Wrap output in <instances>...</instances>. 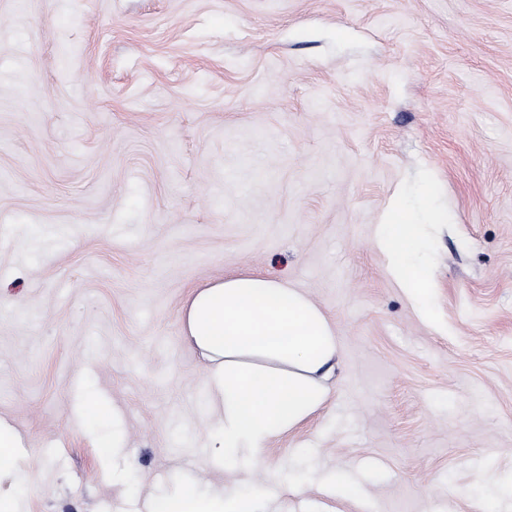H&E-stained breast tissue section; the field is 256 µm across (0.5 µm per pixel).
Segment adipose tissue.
Instances as JSON below:
<instances>
[{
	"label": "adipose tissue",
	"instance_id": "adipose-tissue-1",
	"mask_svg": "<svg viewBox=\"0 0 512 512\" xmlns=\"http://www.w3.org/2000/svg\"><path fill=\"white\" fill-rule=\"evenodd\" d=\"M421 180L401 194L378 226L388 271L421 311L434 281L426 260L429 229L446 223ZM182 340L204 359L213 414L209 461L241 482L202 487L185 481L146 495L141 512H259L264 496L253 476L273 440L311 419L325 404L337 366L335 329L308 295L287 283L240 273L194 289L181 310ZM19 432L0 419V512H18L33 478L17 450Z\"/></svg>",
	"mask_w": 512,
	"mask_h": 512
}]
</instances>
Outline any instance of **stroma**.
<instances>
[{
  "mask_svg": "<svg viewBox=\"0 0 512 512\" xmlns=\"http://www.w3.org/2000/svg\"><path fill=\"white\" fill-rule=\"evenodd\" d=\"M428 178L426 319L376 245ZM247 270L334 326L324 408L275 440L270 512H512V0H0V416L19 512L229 482L194 290ZM122 413L123 460L82 422ZM345 471L359 502L318 492ZM304 474L302 491H287ZM21 436L8 422L0 419V512H18V501L25 483L33 479L20 463L17 448Z\"/></svg>",
  "mask_w": 512,
  "mask_h": 512,
  "instance_id": "1",
  "label": "stroma"
}]
</instances>
